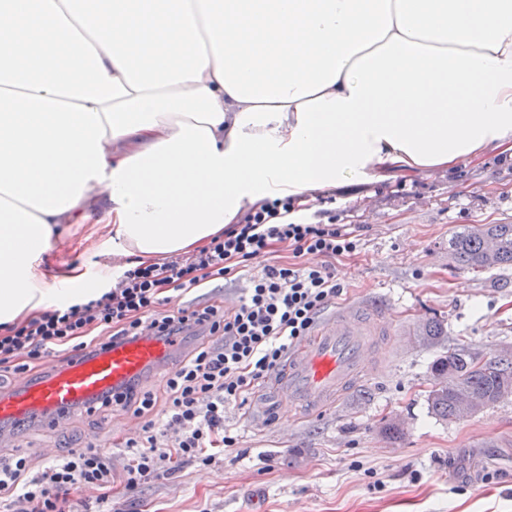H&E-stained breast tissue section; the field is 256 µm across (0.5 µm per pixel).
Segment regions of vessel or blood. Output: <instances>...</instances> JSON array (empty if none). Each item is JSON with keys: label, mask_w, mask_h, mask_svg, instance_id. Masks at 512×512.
<instances>
[{"label": "vessel or blood", "mask_w": 512, "mask_h": 512, "mask_svg": "<svg viewBox=\"0 0 512 512\" xmlns=\"http://www.w3.org/2000/svg\"><path fill=\"white\" fill-rule=\"evenodd\" d=\"M384 309L369 304L337 307L312 332L295 342L281 373L269 382L282 402L317 414L349 388L379 336L389 333ZM170 345L151 338L117 344L65 367H48L36 382L18 381L10 395L0 396V423L51 421L78 407L112 396L121 385L164 358Z\"/></svg>", "instance_id": "b4317fda"}]
</instances>
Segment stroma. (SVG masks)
<instances>
[{
  "instance_id": "obj_1",
  "label": "stroma",
  "mask_w": 512,
  "mask_h": 512,
  "mask_svg": "<svg viewBox=\"0 0 512 512\" xmlns=\"http://www.w3.org/2000/svg\"><path fill=\"white\" fill-rule=\"evenodd\" d=\"M336 221L360 224V252L335 263L340 303L383 307L394 335L384 337L363 377L326 413L309 417L281 405L268 388L226 424L239 443L219 466H185L129 491L78 489L76 512H512V395L472 417L449 421L428 403L430 365L465 349L492 357L512 351V268L474 271L448 259V239L462 224H512V160L485 157L453 172L388 180L367 190L336 188ZM101 225L74 224L53 243L42 267L107 262L93 249ZM439 323V345L420 328ZM399 418L404 434L384 438ZM125 414L77 408L62 427L29 422L19 451L62 438L105 442Z\"/></svg>"
}]
</instances>
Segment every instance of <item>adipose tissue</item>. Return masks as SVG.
Wrapping results in <instances>:
<instances>
[{
	"label": "adipose tissue",
	"instance_id": "1",
	"mask_svg": "<svg viewBox=\"0 0 512 512\" xmlns=\"http://www.w3.org/2000/svg\"><path fill=\"white\" fill-rule=\"evenodd\" d=\"M512 156V0H0V326L265 200ZM103 224H71L70 233L53 243L46 254L42 267L48 274L69 264L92 267L95 264H112V256L101 254L91 247L98 242L103 233Z\"/></svg>",
	"mask_w": 512,
	"mask_h": 512
}]
</instances>
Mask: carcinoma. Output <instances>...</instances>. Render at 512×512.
I'll return each instance as SVG.
<instances>
[{
	"label": "carcinoma",
	"instance_id": "carcinoma-1",
	"mask_svg": "<svg viewBox=\"0 0 512 512\" xmlns=\"http://www.w3.org/2000/svg\"><path fill=\"white\" fill-rule=\"evenodd\" d=\"M448 258L471 269L512 267V224H462L448 239ZM428 394L433 413L463 420L512 394V358L484 359L464 350L437 357Z\"/></svg>",
	"mask_w": 512,
	"mask_h": 512
}]
</instances>
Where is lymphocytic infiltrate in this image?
I'll use <instances>...</instances> for the list:
<instances>
[{
  "label": "lymphocytic infiltrate",
  "mask_w": 512,
  "mask_h": 512,
  "mask_svg": "<svg viewBox=\"0 0 512 512\" xmlns=\"http://www.w3.org/2000/svg\"><path fill=\"white\" fill-rule=\"evenodd\" d=\"M303 209L294 197L264 201L196 253L125 269L98 299L53 307L0 329V379L35 380L50 359L65 364L145 336L192 342L158 385L146 390L132 381L101 401V408L118 405L139 419L134 436L63 450L38 467L25 456L0 455L5 512H72L75 489L108 492L119 480L132 489L177 464H216L225 449L236 447L226 410L247 405L292 344L342 295L334 263L360 246L358 234L337 224L330 210L294 220ZM279 251L287 252V261L250 275L234 306L187 303L207 282L236 280L246 262ZM119 448L130 457L121 472L114 464Z\"/></svg>",
  "instance_id": "lymphocytic-infiltrate-1"
}]
</instances>
